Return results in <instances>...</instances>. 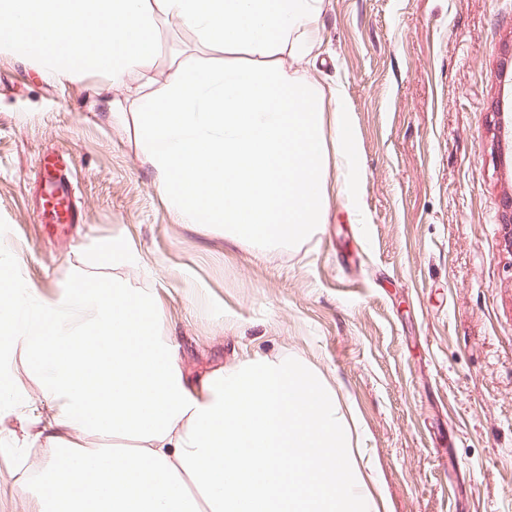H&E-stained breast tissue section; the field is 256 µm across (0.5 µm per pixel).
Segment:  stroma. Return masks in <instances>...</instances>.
Instances as JSON below:
<instances>
[{"label": "stroma", "mask_w": 512, "mask_h": 512, "mask_svg": "<svg viewBox=\"0 0 512 512\" xmlns=\"http://www.w3.org/2000/svg\"><path fill=\"white\" fill-rule=\"evenodd\" d=\"M309 76L342 86L356 130L362 213L339 199L299 245H232L176 223L126 96L102 77L57 80L0 54V259L46 296L73 274L156 293L183 375L289 356L350 404L390 512H512V0H324ZM224 54L158 22L155 77ZM61 156L79 215L39 217L42 164ZM117 240L135 261L89 258ZM0 411V512H31L51 448L21 417L45 407L13 369ZM27 493H18L21 481Z\"/></svg>", "instance_id": "1"}]
</instances>
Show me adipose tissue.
<instances>
[{"label": "adipose tissue", "instance_id": "1", "mask_svg": "<svg viewBox=\"0 0 512 512\" xmlns=\"http://www.w3.org/2000/svg\"><path fill=\"white\" fill-rule=\"evenodd\" d=\"M323 2L0 0V53L60 80L135 82L133 110L112 116L133 120L177 222L223 225L229 242L261 251L308 240L329 193L362 211L342 89L284 61L309 57ZM158 19L223 51V67L176 65L152 92ZM162 320L147 290L79 277L48 298L0 264V405L20 359L48 402L29 424L30 442L53 449L35 512H383L371 458L352 444L356 420L319 373L249 359L188 385Z\"/></svg>", "mask_w": 512, "mask_h": 512}]
</instances>
